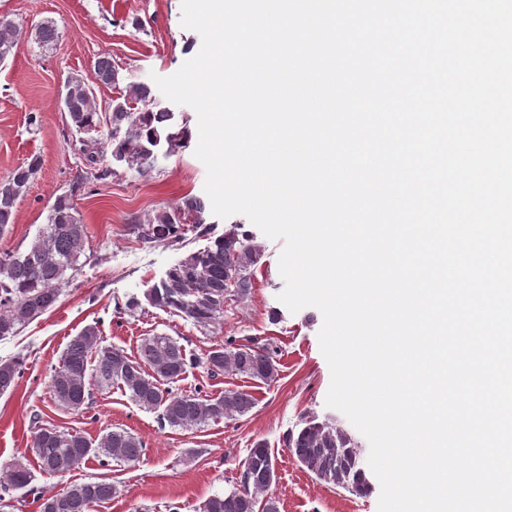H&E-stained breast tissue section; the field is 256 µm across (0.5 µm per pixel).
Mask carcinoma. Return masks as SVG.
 Listing matches in <instances>:
<instances>
[{"label":"carcinoma","mask_w":512,"mask_h":512,"mask_svg":"<svg viewBox=\"0 0 512 512\" xmlns=\"http://www.w3.org/2000/svg\"><path fill=\"white\" fill-rule=\"evenodd\" d=\"M19 27L0 20V58H7L17 44ZM97 79L105 85L118 84L115 64L107 57L95 64ZM86 85L71 82L69 118L80 133L97 129L101 116ZM150 89L130 83L113 100L106 122L110 125L106 142L80 141L88 174L96 181L112 176V170L98 167L107 146L112 157L127 162L129 168L145 173L153 163L154 147L164 140L170 150L185 147L187 133L169 132L161 123L169 114L153 110ZM36 164L16 169L0 181V235L13 224L16 202L26 190ZM87 180L81 175L73 188L55 197L48 224L23 254L0 257V340L16 336L58 300L69 284L67 271L79 270L80 257L85 254L87 228L79 218L74 203L75 188ZM204 203L188 198L184 204L161 208L133 219L134 228L146 243L180 242L189 230L204 224ZM258 249L244 244L232 231L203 250L192 252L166 272L160 283L146 293L148 303L159 310L183 317L203 331L220 325L224 303L232 297L239 301L248 297L251 288L250 268L257 263ZM203 364L207 374L216 378L236 372L266 384L278 377L277 352L250 340L238 344L230 340L211 348L205 358L187 353L185 347L166 335L142 338L137 357L124 349L102 344L97 326H87L64 349L59 364L53 369L49 393L56 404L78 413L91 408L93 390L114 384L130 393L140 407L159 412V420L170 427H192L210 420H234L248 413L255 405L246 390H226L217 396H200L173 391V384L182 380L188 369ZM23 370V360L0 357V394L6 392ZM302 427L285 436L299 464L317 480L336 488L363 493L370 484L359 466L361 446L343 429L317 421L315 416L301 420ZM33 452L40 471L62 474L77 467L89 455L117 462L135 463L144 454L143 441L123 429L112 430L93 444L79 433L61 431L54 425H38ZM276 480V468L269 448L258 443L250 449L241 464L237 485L230 491L209 496L200 512H279L272 497L259 499ZM33 473L21 463L0 469V491L29 489ZM115 487L103 479L74 483L51 495H38L40 512H91V509L112 499Z\"/></svg>","instance_id":"carcinoma-1"}]
</instances>
